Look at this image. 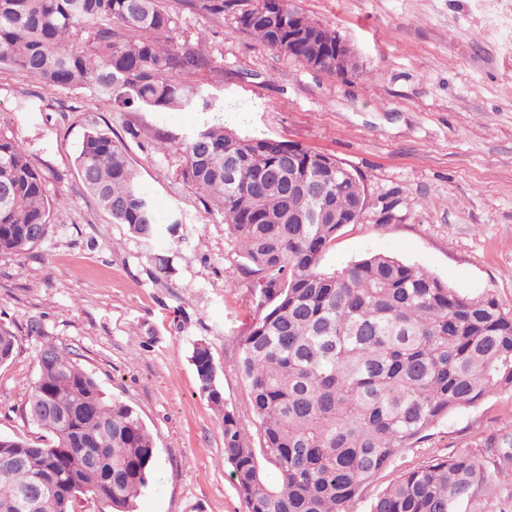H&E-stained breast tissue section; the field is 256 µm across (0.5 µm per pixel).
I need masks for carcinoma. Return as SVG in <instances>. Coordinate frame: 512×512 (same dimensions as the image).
<instances>
[{
    "label": "carcinoma",
    "mask_w": 512,
    "mask_h": 512,
    "mask_svg": "<svg viewBox=\"0 0 512 512\" xmlns=\"http://www.w3.org/2000/svg\"><path fill=\"white\" fill-rule=\"evenodd\" d=\"M194 13L237 26L288 53V10L314 21L291 0H177ZM175 20L158 0H0V66L134 110L207 111L211 98L176 76L211 66L201 43L175 41ZM183 176L224 213L240 272L260 287L258 312L236 339L249 385L258 443L224 405L206 346L192 361L200 390L222 412L224 461L248 512H349L351 501L403 448L422 442L449 414L491 393L512 390V312L495 297L460 294L433 273L384 254L340 270L321 262L344 225L362 211L361 179L336 181V158L271 139L204 126L179 144ZM84 188L131 233L151 240L165 223L142 191L125 146L101 130L86 133L77 157ZM0 255L20 254L46 236L51 204L44 177L26 150L0 136ZM52 359L38 362L25 407L47 443L0 436V512L20 489L36 492L46 468L78 498L101 496L99 512H134L156 460L153 435L129 405L107 400L98 383L40 327ZM19 347L0 324V364ZM54 409L32 412L45 397ZM78 413L66 427L61 412ZM97 454L102 464L87 465ZM280 480L268 484L262 464ZM475 454L430 458L402 474L370 512H459L486 479Z\"/></svg>",
    "instance_id": "1"
}]
</instances>
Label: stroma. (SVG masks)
Instances as JSON below:
<instances>
[{
  "mask_svg": "<svg viewBox=\"0 0 512 512\" xmlns=\"http://www.w3.org/2000/svg\"><path fill=\"white\" fill-rule=\"evenodd\" d=\"M352 48L357 73L311 70L223 21L160 0L177 40L205 37L212 68L184 74L210 110L122 112L87 89L48 88L0 68V136L40 169L54 211L46 237L0 255V323L19 338L0 365V436L39 440L22 415L38 376L40 325L133 407L157 456L136 512H248L224 460L219 414L199 390L191 355L208 347L224 404L255 431L234 343L259 292L238 270L224 216L182 175L177 146L221 124L334 156L360 175L367 207L322 260L340 269L369 254L422 267L462 295L512 310V0H294ZM93 129L123 141L142 189L176 235L151 241L113 223L86 191L76 159ZM512 441V390L449 414L427 440L402 449L352 503L371 502L427 459L474 447L488 477L462 512H512V479L493 464Z\"/></svg>",
  "mask_w": 512,
  "mask_h": 512,
  "instance_id": "obj_1",
  "label": "stroma"
}]
</instances>
